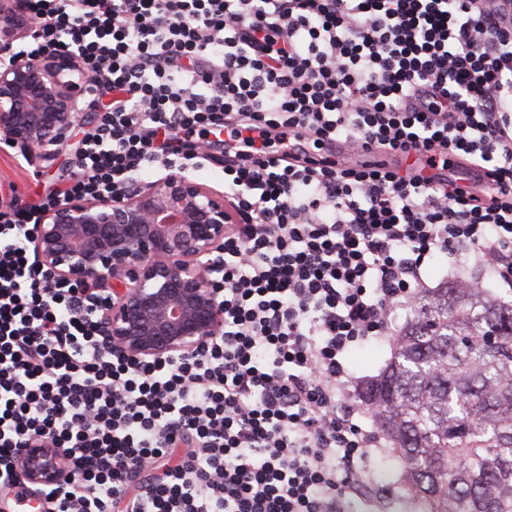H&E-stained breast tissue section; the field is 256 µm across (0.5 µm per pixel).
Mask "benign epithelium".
Masks as SVG:
<instances>
[{
	"label": "benign epithelium",
	"instance_id": "1",
	"mask_svg": "<svg viewBox=\"0 0 512 512\" xmlns=\"http://www.w3.org/2000/svg\"><path fill=\"white\" fill-rule=\"evenodd\" d=\"M30 0H0V142L51 160L73 125L91 118V77L73 53L30 55ZM232 223L224 196L172 166L113 195L73 196L38 214L27 248L36 268L88 286L112 352L143 361L193 353L223 334L212 263ZM17 473L38 486L65 475L59 450L35 440Z\"/></svg>",
	"mask_w": 512,
	"mask_h": 512
}]
</instances>
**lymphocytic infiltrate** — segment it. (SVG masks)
<instances>
[{
	"instance_id": "f902f5d3",
	"label": "lymphocytic infiltrate",
	"mask_w": 512,
	"mask_h": 512,
	"mask_svg": "<svg viewBox=\"0 0 512 512\" xmlns=\"http://www.w3.org/2000/svg\"><path fill=\"white\" fill-rule=\"evenodd\" d=\"M30 54L112 100L82 171L108 194L225 134L224 332L134 361L84 285L37 270L0 211V487L35 438L50 512H350L379 434L346 394L437 256L512 288V0H31ZM151 472L141 485L139 471ZM17 473L23 484L33 490L35 487L60 480L65 475L58 448L41 440L31 441L23 448L18 460ZM30 484V485H29ZM35 490V489H34Z\"/></svg>"
}]
</instances>
